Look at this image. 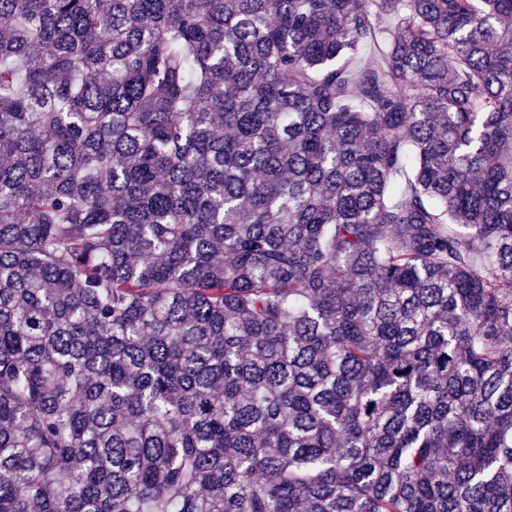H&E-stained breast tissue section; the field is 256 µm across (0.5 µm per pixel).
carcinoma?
I'll return each instance as SVG.
<instances>
[{"mask_svg": "<svg viewBox=\"0 0 512 512\" xmlns=\"http://www.w3.org/2000/svg\"><path fill=\"white\" fill-rule=\"evenodd\" d=\"M0 512H512V0H0Z\"/></svg>", "mask_w": 512, "mask_h": 512, "instance_id": "cac0c4a2", "label": "carcinoma"}]
</instances>
